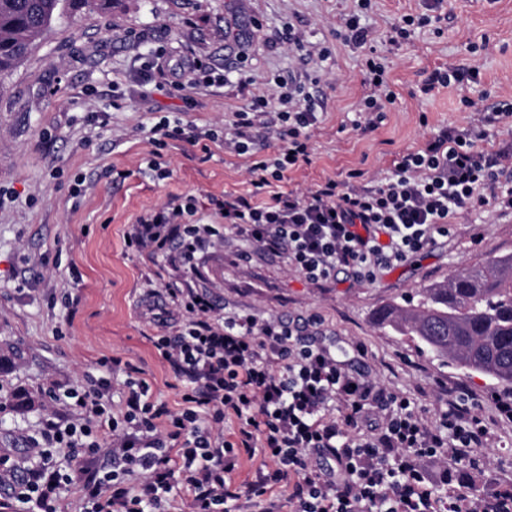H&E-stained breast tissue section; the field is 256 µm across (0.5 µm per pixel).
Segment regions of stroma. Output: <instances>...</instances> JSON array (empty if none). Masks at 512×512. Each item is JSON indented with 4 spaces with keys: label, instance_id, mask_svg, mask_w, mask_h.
Masks as SVG:
<instances>
[{
    "label": "stroma",
    "instance_id": "stroma-1",
    "mask_svg": "<svg viewBox=\"0 0 512 512\" xmlns=\"http://www.w3.org/2000/svg\"><path fill=\"white\" fill-rule=\"evenodd\" d=\"M353 5L247 0L243 6L261 29L237 57L230 46L243 7L238 0H125L107 15L79 11L53 23L0 82V349L19 352L15 367L0 374V388L25 389L40 399L49 384L90 388L104 377L118 412L125 408L123 383L132 377L150 385L154 401L180 407L182 381L158 355L151 338L159 327L140 308L146 289L163 287L171 270L164 260L129 251L125 234L138 215L173 196L203 203L211 196L249 195L253 160L275 156L282 143L258 127L253 155L225 151L224 120L247 98L239 88L192 89L184 101L133 82L157 48L234 63L255 92L268 77L325 68L326 110L309 131L313 162L288 173L278 184L284 191L303 193L354 169L376 179L433 131L477 125V111L487 102L512 103V0H444L442 36L424 31L387 52L397 99L379 127L353 131L365 92L356 51L337 46L323 65L314 56L300 59L280 42L290 26L311 42L327 39ZM449 63L478 68L480 84L422 95L430 72ZM116 85L123 92L118 101L112 98ZM464 97L475 109L461 105ZM94 112L103 122H89ZM163 120L211 129L209 151L181 139L154 149L150 129ZM151 159L167 178H155L147 167ZM79 179L84 193L76 198L71 188ZM505 253H512V209L493 204L457 214L449 239L371 283H353L342 269L330 282L307 281L282 257L253 251L232 236L200 260L197 282L229 311L299 324L319 316L340 359L378 385L413 397L422 419L432 417L447 392L469 395L492 440L477 449V465L459 474L484 493L512 485V422L501 420L494 405L512 399V392L484 374L432 358L412 338L379 328L372 313ZM106 359L111 367H103ZM45 415L40 402L23 414L1 410L0 453L29 467L27 441Z\"/></svg>",
    "mask_w": 512,
    "mask_h": 512
}]
</instances>
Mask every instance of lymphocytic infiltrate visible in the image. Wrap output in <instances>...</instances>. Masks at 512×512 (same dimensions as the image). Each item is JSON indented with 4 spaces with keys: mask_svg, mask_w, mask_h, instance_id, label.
Masks as SVG:
<instances>
[{
    "mask_svg": "<svg viewBox=\"0 0 512 512\" xmlns=\"http://www.w3.org/2000/svg\"><path fill=\"white\" fill-rule=\"evenodd\" d=\"M370 7L371 0H355L333 42L317 49L323 61L338 44L361 52L367 118L354 121L357 131L374 130L397 98L366 22ZM139 79L180 99L191 88L229 83L211 58L175 60L162 49ZM321 80L318 72L274 76L266 93L233 112L225 150L246 154L258 125L284 143L279 158L250 166L254 197H212L206 213L195 198L173 197L126 234L128 249L161 257L174 272L148 295L178 314L160 319L152 343L184 380L179 410L149 401L142 379H127L119 418L104 404L108 380L93 389L47 390L50 403L68 405L75 417L45 420L29 448L37 467L9 486L11 499L57 512L61 492L77 487L86 512H170L183 494L193 512H224L238 500L251 512H512L511 486L481 495L454 482L457 466L490 440L477 404L449 400L426 425L409 397L350 373L303 327L218 312L195 284L201 255L223 246L229 233L285 255L308 280L326 283L344 269L364 283L448 237L459 212L512 207L505 154L479 147L489 128L512 118L511 104L482 109L480 128L469 132L439 130L393 160L376 185H360L363 173L354 170L347 181L329 177L304 193L272 191L273 182L311 161L308 131L326 108ZM229 421L236 425L231 440L224 436ZM104 448L109 459L101 464ZM241 451L263 455L272 470L236 492L226 477ZM284 480L292 491L282 504L269 490Z\"/></svg>",
    "mask_w": 512,
    "mask_h": 512,
    "instance_id": "obj_1",
    "label": "lymphocytic infiltrate"
}]
</instances>
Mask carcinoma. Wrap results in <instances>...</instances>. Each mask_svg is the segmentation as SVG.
I'll return each mask as SVG.
<instances>
[{
    "mask_svg": "<svg viewBox=\"0 0 512 512\" xmlns=\"http://www.w3.org/2000/svg\"><path fill=\"white\" fill-rule=\"evenodd\" d=\"M117 0H0V79L16 69L66 9L104 10ZM375 322L409 336L428 353L483 373L512 392V254L424 288L415 304L387 303ZM33 398L0 392V410L28 409Z\"/></svg>",
    "mask_w": 512,
    "mask_h": 512,
    "instance_id": "carcinoma-1",
    "label": "carcinoma"
}]
</instances>
